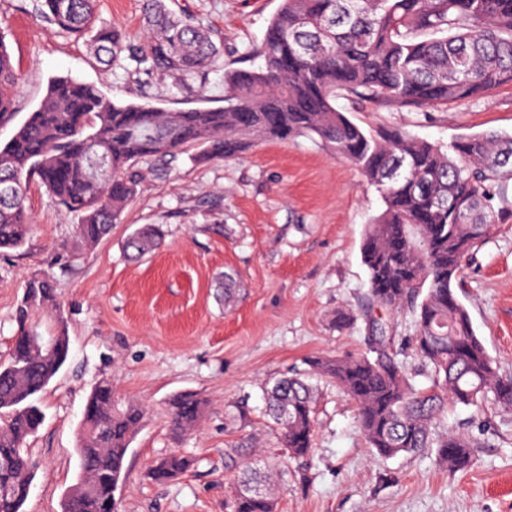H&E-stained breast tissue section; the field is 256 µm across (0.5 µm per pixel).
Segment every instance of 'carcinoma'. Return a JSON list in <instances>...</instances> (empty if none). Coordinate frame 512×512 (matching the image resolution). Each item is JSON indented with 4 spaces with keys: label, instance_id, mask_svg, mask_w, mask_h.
I'll return each mask as SVG.
<instances>
[{
    "label": "carcinoma",
    "instance_id": "carcinoma-1",
    "mask_svg": "<svg viewBox=\"0 0 512 512\" xmlns=\"http://www.w3.org/2000/svg\"><path fill=\"white\" fill-rule=\"evenodd\" d=\"M36 20L78 37L108 62L120 56L180 81L197 79L220 54L215 31L176 14L166 0H142L146 32L136 39L97 29V0H34ZM258 70L224 72V105L171 110L118 102L93 85L51 80L36 110L0 145V250L25 243L32 218L29 181H39L80 216L78 235L96 244L136 196L135 162L172 158L199 146L197 159L240 156L262 141L317 138L356 166L376 187L385 209L360 246L369 293L384 310L407 308L417 355L431 368L420 387L393 347L387 324L369 321L367 352L359 357H314V374L332 379L354 402L370 448L384 458L435 449L436 464L464 466L475 443L464 434L436 431L448 402L476 406L490 398L512 411V377L500 375L455 291L461 262L492 227L512 219V135L465 136L448 148L395 129L372 133L336 106L352 95L422 108L488 98L512 86V0H281L254 50ZM20 80L0 31V125L15 115ZM159 224L135 229L123 243L137 260L154 251ZM52 313L47 349L30 337L40 314ZM10 358L0 364V512H22L35 463L27 440L43 421L34 397L68 359V326L52 281L32 275L14 314ZM264 400L288 457L312 452L314 388L297 374L264 387ZM204 400L182 392L168 402L179 433L200 420ZM144 410L112 401V381L88 396L77 437L79 482L64 512H118L114 492ZM190 461L174 451L151 469L165 482ZM278 464L241 469L224 512H278L272 476Z\"/></svg>",
    "mask_w": 512,
    "mask_h": 512
}]
</instances>
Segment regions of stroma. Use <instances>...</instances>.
I'll return each mask as SVG.
<instances>
[{"label": "stroma", "instance_id": "35a3bbf8", "mask_svg": "<svg viewBox=\"0 0 512 512\" xmlns=\"http://www.w3.org/2000/svg\"><path fill=\"white\" fill-rule=\"evenodd\" d=\"M281 0H175L224 38L203 92L120 60L103 65L85 39L32 15L31 0H0V29L21 81L15 116L0 126L7 142L39 104L48 82L70 77L123 102L172 110L224 103V73L255 69L253 55ZM97 24L139 34L141 0H99ZM338 107L366 129L390 128L446 146L485 132L512 134V89L484 100L422 109L342 97ZM182 152L169 167L138 161V193L120 223L97 244L76 234L77 214L30 182L31 232L0 251V363L9 358L14 313L28 277L51 276L67 319L69 357L39 396L44 421L29 440L37 462L24 512H62L80 473L76 436L92 388L112 382L116 400L146 410L115 493L120 512H224L246 458L225 453L258 431V454L281 460L279 512H512V412L452 404L441 430L476 442L471 465L453 472L431 452L384 459L373 454L357 409L336 384L318 379L313 454L288 458L264 413L268 379L300 369L311 356L360 355L363 314L373 304L360 245L384 209L376 188L319 141L298 137L256 144L239 157L196 161ZM144 224L165 230L161 246L128 262L122 244ZM240 292L225 304L218 277ZM457 295L500 374L512 376V220L495 226L462 263ZM346 312L356 320L336 323ZM194 392L206 402L197 426L175 436L169 398ZM247 400V414L235 406ZM192 461L184 474L155 482L151 468L171 450Z\"/></svg>", "mask_w": 512, "mask_h": 512}]
</instances>
